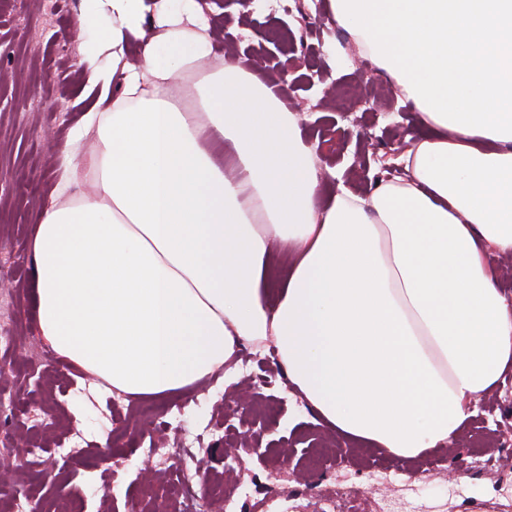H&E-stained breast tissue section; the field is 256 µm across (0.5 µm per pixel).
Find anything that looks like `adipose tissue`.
<instances>
[{
    "label": "adipose tissue",
    "mask_w": 512,
    "mask_h": 512,
    "mask_svg": "<svg viewBox=\"0 0 512 512\" xmlns=\"http://www.w3.org/2000/svg\"><path fill=\"white\" fill-rule=\"evenodd\" d=\"M331 4L431 133L405 179L323 205L281 80L228 55L200 108L182 102L176 78L212 51L198 0H159L150 29L144 0H80L73 67L98 95L30 240L35 322L61 363L136 399L273 341L331 432L412 458L512 371V300L485 260L512 255V0Z\"/></svg>",
    "instance_id": "obj_1"
}]
</instances>
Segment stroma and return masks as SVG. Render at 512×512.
I'll return each mask as SVG.
<instances>
[{"label": "stroma", "instance_id": "1", "mask_svg": "<svg viewBox=\"0 0 512 512\" xmlns=\"http://www.w3.org/2000/svg\"><path fill=\"white\" fill-rule=\"evenodd\" d=\"M292 0H260L248 9L238 0H206L216 32L215 50L248 57L260 78L288 75L286 99L306 145L322 168L335 171L321 184L329 196L337 183L368 192L404 166L407 150L423 134L411 104L388 96L380 71L359 64L350 36L338 35L330 0H304L301 13L285 12ZM79 0H0V275L12 283L0 299L13 306L18 345L0 357L16 407L0 413V445L9 444L13 476L0 483V500L19 512H156L173 502L174 459L195 471L223 477L228 503L208 512H317L307 487L344 490L360 512L393 502L394 512H512V373L483 398L484 416H471L454 453L433 449L413 459L330 438L308 405L294 395L274 345L256 351L243 344L248 371L223 373L162 398L117 402L108 392L78 386L59 359L41 361L36 337L35 264L28 242L38 207L59 180L60 159L85 112L84 85L73 72L80 43L75 34ZM344 85L371 87L374 96L338 111ZM33 181L28 193L18 177ZM30 373L18 378L17 366ZM83 404L75 415V404ZM163 435L168 457L147 452L150 431ZM39 441L32 457L19 439ZM338 448L340 468L312 470L313 449ZM498 460L495 468L470 467L473 449Z\"/></svg>", "mask_w": 512, "mask_h": 512}]
</instances>
